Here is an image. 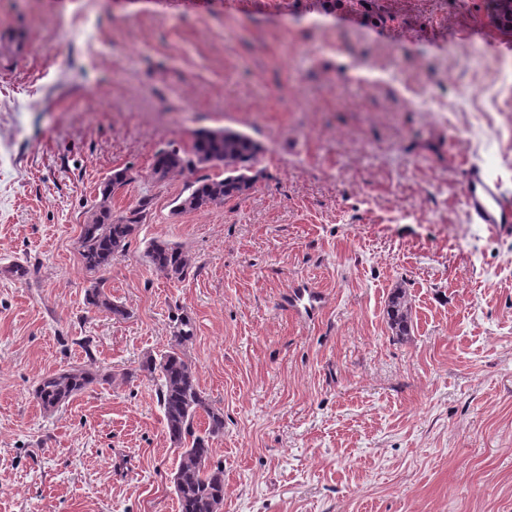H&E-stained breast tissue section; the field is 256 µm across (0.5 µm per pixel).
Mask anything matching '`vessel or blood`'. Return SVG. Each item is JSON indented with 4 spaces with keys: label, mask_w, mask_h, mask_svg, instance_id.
Instances as JSON below:
<instances>
[{
    "label": "vessel or blood",
    "mask_w": 512,
    "mask_h": 512,
    "mask_svg": "<svg viewBox=\"0 0 512 512\" xmlns=\"http://www.w3.org/2000/svg\"><path fill=\"white\" fill-rule=\"evenodd\" d=\"M464 201L473 223L486 224L501 233H512V199L505 197L497 182L485 177L480 168L468 169ZM302 313H315L321 304L320 292L312 287L298 290L293 298Z\"/></svg>",
    "instance_id": "obj_1"
}]
</instances>
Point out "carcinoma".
I'll use <instances>...</instances> for the list:
<instances>
[{
    "label": "carcinoma",
    "instance_id": "1",
    "mask_svg": "<svg viewBox=\"0 0 512 512\" xmlns=\"http://www.w3.org/2000/svg\"><path fill=\"white\" fill-rule=\"evenodd\" d=\"M261 152L262 146L245 132L202 128L193 133L190 150L157 151L152 174L163 180L173 173H193L200 168L219 170L213 178L206 176L188 182L186 195L178 198L177 211H203L243 196L253 188ZM129 180L126 169L112 173L101 187L100 199L81 225L79 255L89 272L100 273L111 267L112 260L124 253L146 219V200L118 216L112 214V194ZM146 254L153 268L168 279H182L191 266L188 254L165 240L151 241ZM104 285L101 278L87 289L88 307L117 318L127 317V310L112 301ZM391 319L399 333L407 332L409 309L404 296L399 295L392 302ZM192 338V324L184 317L168 349L157 357H145L123 377L129 379L143 373L157 381L158 402L169 439L180 449L175 483L180 512H220L224 504V468L221 462L213 461L212 441L224 434V413L208 402L198 386L196 367L185 351ZM99 378L97 371L86 366L62 369L40 380L35 397L45 411L54 412ZM202 413L207 418V427L201 431L195 426V419Z\"/></svg>",
    "mask_w": 512,
    "mask_h": 512
}]
</instances>
